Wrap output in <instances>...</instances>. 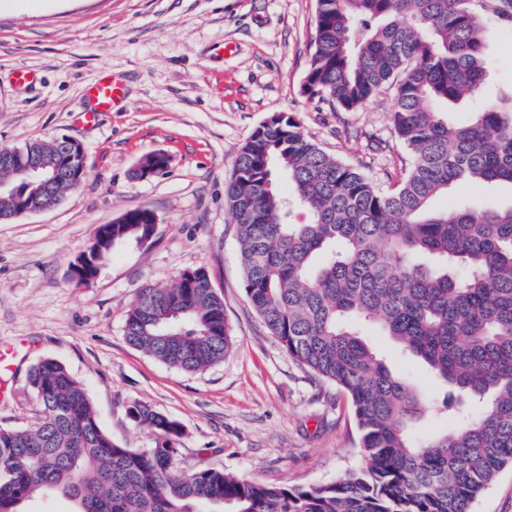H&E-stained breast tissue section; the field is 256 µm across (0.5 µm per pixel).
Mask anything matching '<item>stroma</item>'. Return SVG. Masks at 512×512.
I'll return each instance as SVG.
<instances>
[{
    "instance_id": "35a3bbf8",
    "label": "stroma",
    "mask_w": 512,
    "mask_h": 512,
    "mask_svg": "<svg viewBox=\"0 0 512 512\" xmlns=\"http://www.w3.org/2000/svg\"><path fill=\"white\" fill-rule=\"evenodd\" d=\"M316 10L317 0H0V146L71 136L85 152L83 181L60 206L0 223V345L11 350L1 426L39 420L27 375L52 358L85 385L115 441L150 444L127 417L134 401L180 422L184 469L311 486L365 466L347 397L291 360L251 307L224 204L239 149L279 112L379 187L409 159L392 132V89L351 111L303 95ZM484 20L487 92L501 100L512 96V28ZM229 41L236 52L221 55ZM19 67L36 72L24 91L12 84ZM105 70L125 79L127 103L80 126L84 89ZM152 154L166 168L136 178ZM138 208L157 217L152 239L116 249L92 284H77L70 263L97 226ZM200 266L224 299L232 346L220 364L186 373L128 345L123 330L140 288L173 286ZM366 341L425 396L440 392L388 337Z\"/></svg>"
}]
</instances>
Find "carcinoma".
I'll list each match as a JSON object with an SVG mask.
<instances>
[{"mask_svg":"<svg viewBox=\"0 0 512 512\" xmlns=\"http://www.w3.org/2000/svg\"><path fill=\"white\" fill-rule=\"evenodd\" d=\"M485 12L511 23L512 0H318L303 94L355 110L394 86L408 171L383 190L282 112L241 146L225 185L253 310L288 357L347 395L367 466L309 487L185 472L174 465L178 421L135 401L128 419L152 445H122L84 385L45 358L28 373L40 420L0 428V512H36L48 494L72 512H471L512 466V205L469 197L512 188V103L488 101L455 121L441 107L482 91ZM450 188L467 199L435 209ZM293 202L309 223H288ZM149 228L101 224L89 251L105 258ZM371 328L444 382L443 396L428 401L390 371L363 339ZM124 335L188 373L223 361L231 345L203 267L141 289ZM428 408L451 428L417 434Z\"/></svg>","mask_w":512,"mask_h":512,"instance_id":"obj_1","label":"carcinoma"}]
</instances>
